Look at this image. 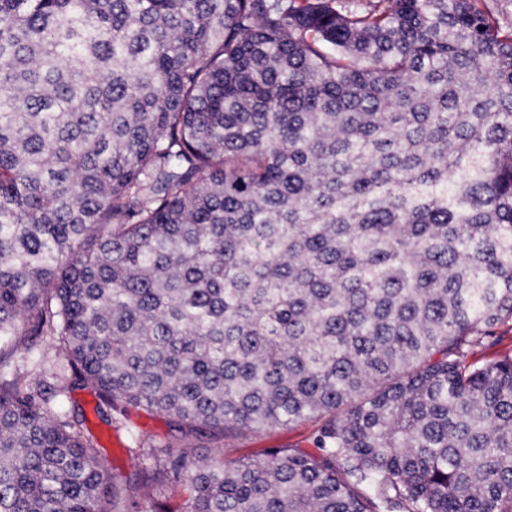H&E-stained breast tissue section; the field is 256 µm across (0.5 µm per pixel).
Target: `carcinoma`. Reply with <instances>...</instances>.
<instances>
[{"mask_svg":"<svg viewBox=\"0 0 512 512\" xmlns=\"http://www.w3.org/2000/svg\"><path fill=\"white\" fill-rule=\"evenodd\" d=\"M481 0H0V512H138L72 382L184 445L185 512H512V25ZM57 337L24 389L27 336ZM494 342L485 348L477 349L471 354L467 363L480 366L487 361L501 358L505 355L512 356V325H504L496 330ZM315 422L310 421L290 427H275L262 430H244L221 438H203L187 448L196 460L210 462L236 459L262 458L265 448H301L312 454Z\"/></svg>","mask_w":512,"mask_h":512,"instance_id":"obj_1","label":"carcinoma"}]
</instances>
